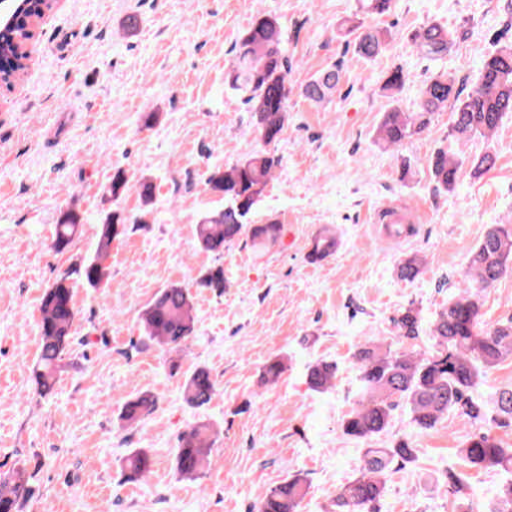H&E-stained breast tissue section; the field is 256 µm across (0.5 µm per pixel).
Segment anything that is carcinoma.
Segmentation results:
<instances>
[{
  "label": "carcinoma",
  "mask_w": 512,
  "mask_h": 512,
  "mask_svg": "<svg viewBox=\"0 0 512 512\" xmlns=\"http://www.w3.org/2000/svg\"><path fill=\"white\" fill-rule=\"evenodd\" d=\"M395 0H363L367 14L381 17L390 13ZM23 26L15 22L0 29V59L14 60L8 75L24 68L18 55L16 38ZM467 32L432 22L414 35L419 52L428 58L448 55L454 43ZM284 33L278 20L267 15L255 17L234 46L233 66L224 73V85L241 94L252 112L254 130L266 145L279 140L285 126L288 97V57L283 54ZM386 32L374 29L360 33L355 52L372 60L383 50ZM337 69L325 70L302 88L304 97L321 102L340 83ZM406 82L404 70L396 68L385 79L383 90L394 95ZM451 73H441L428 81L421 91L417 111L399 107L385 113L377 128L378 141L396 147L404 140L424 131L432 115L452 105V136L462 144L474 136H493L504 119L512 113V44L504 45L485 56L478 67L475 87L460 96ZM496 158L490 152L468 159L473 176L492 169ZM280 159L267 150H258L236 163L211 173L210 189L224 197V207L205 214L196 225L198 246L217 257L224 247L248 236L260 243H273L282 233L275 218L264 224L250 223L254 205L273 178ZM463 161L451 147L435 150L430 170L436 184L446 190L458 182ZM80 215L72 209L61 212L54 225L52 246L58 252L68 250L80 233ZM128 230L127 219L114 211L106 215L98 228V242L93 256L65 272L47 288L40 301L39 353L31 369L32 380L41 394L51 393L56 385L60 362L72 344L71 328L76 318L73 282L99 288L109 275L107 258L112 241ZM336 240L318 238L308 255L312 262L331 256ZM423 269V262L410 257L398 267L397 276L411 282ZM512 269V224H494L469 257L472 284L462 288L439 314L432 330L435 350L429 354L415 351L382 349L366 341L359 344L355 360L359 370L360 399L343 421L344 434L368 440L384 432L400 402L409 405L413 421L421 430L435 427L445 414L452 412L470 421H489L497 428L512 427V387L501 388L485 399L473 395L478 381L503 361L512 358V316L485 327L480 320L479 290L488 288ZM224 266L216 265L202 273L196 287L219 294L224 292ZM391 322L401 340H416L422 332L420 312L409 305L397 311ZM143 339L171 350H180L195 334L193 296L189 288L170 285L158 291L140 315ZM285 365L278 359L269 361L263 381H278ZM336 365L318 360L308 368L313 390L324 392L332 387ZM215 391L210 373L198 368L186 378L185 402L192 407L209 403ZM157 406V398L141 392L122 407L119 418L128 426L140 424ZM214 431L210 425L197 423L182 432L178 440L176 469L181 478L194 481L209 464ZM471 467L498 471L507 478L490 502L488 512H512V446L498 440L491 432L473 433L459 449ZM415 460L414 448L400 440L390 448L364 449L363 465L358 474L342 485L333 500L332 512H378L387 475L397 467ZM153 460L143 448L124 459V472L137 481L152 474ZM33 475L16 468L0 475V512H18L32 496ZM307 494L306 479L296 474L271 488L254 508V512H298Z\"/></svg>",
  "instance_id": "carcinoma-1"
}]
</instances>
